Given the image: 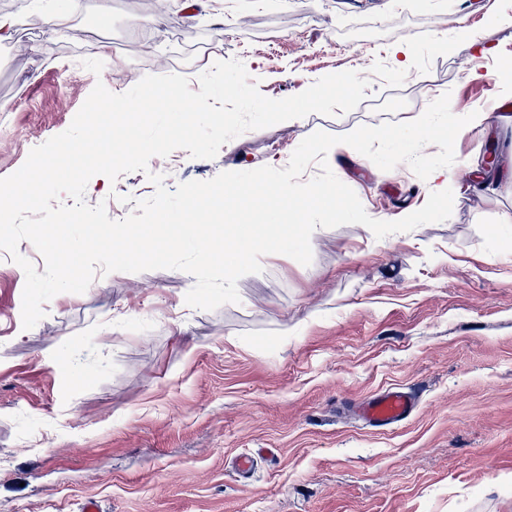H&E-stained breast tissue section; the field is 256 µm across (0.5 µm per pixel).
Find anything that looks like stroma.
<instances>
[{"mask_svg": "<svg viewBox=\"0 0 512 512\" xmlns=\"http://www.w3.org/2000/svg\"><path fill=\"white\" fill-rule=\"evenodd\" d=\"M0 0L24 22L0 39V177L71 124L96 82L123 93L147 75L197 85L219 60L244 63L260 92L296 95L330 73L367 78L347 113L245 132L215 158L178 149L147 171L93 176L88 205L121 219L164 184L283 168L314 131L405 122L450 93L459 113L492 110L496 63L512 61V0ZM58 14L62 31L43 24ZM237 39L225 42V25ZM179 32V57L163 50ZM351 52L336 51L338 42ZM110 46L104 76L84 69ZM480 73L487 95L460 91ZM512 168V119L460 132L448 169L449 219L376 238L359 224L312 236L304 266L262 256L239 302H185L179 271L113 272L21 319L23 270L0 250V512H512V178L457 193L483 167L489 137ZM367 214L393 221L426 203L407 164L380 170L349 150L329 157ZM130 203L118 201L119 193ZM294 334H284L287 326ZM419 388L385 430L349 404ZM255 456L250 476L238 456Z\"/></svg>", "mask_w": 512, "mask_h": 512, "instance_id": "35a3bbf8", "label": "stroma"}]
</instances>
